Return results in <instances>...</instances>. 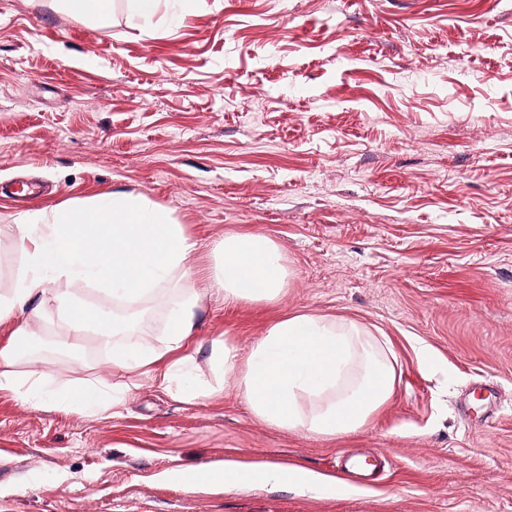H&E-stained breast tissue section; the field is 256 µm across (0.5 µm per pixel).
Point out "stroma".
Segmentation results:
<instances>
[{
    "label": "stroma",
    "mask_w": 512,
    "mask_h": 512,
    "mask_svg": "<svg viewBox=\"0 0 512 512\" xmlns=\"http://www.w3.org/2000/svg\"><path fill=\"white\" fill-rule=\"evenodd\" d=\"M112 192L169 209L197 266L225 235L269 236L278 300L200 302L211 342L247 355L306 312L357 322L393 356L389 400L324 439L256 418L234 377L189 405L126 376L117 414L0 392V512H512V0H176L101 22L55 0H0V292L22 267L15 224ZM49 388L112 368L60 351ZM488 417L463 412L475 382ZM368 485L192 486L186 470L281 463Z\"/></svg>",
    "instance_id": "35a3bbf8"
}]
</instances>
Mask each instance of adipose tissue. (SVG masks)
I'll list each match as a JSON object with an SVG mask.
<instances>
[{
	"label": "adipose tissue",
	"mask_w": 512,
	"mask_h": 512,
	"mask_svg": "<svg viewBox=\"0 0 512 512\" xmlns=\"http://www.w3.org/2000/svg\"><path fill=\"white\" fill-rule=\"evenodd\" d=\"M23 266L0 293V322L15 321L13 342L0 347V391L28 402L77 411L121 406L127 385L90 382L47 394L54 363L24 355L14 341L39 335L42 313L33 301L63 304L70 347L93 339L113 372L147 377L172 399L195 404L222 395L231 375L251 412L265 424L335 438L361 430L390 397L393 366L376 337L342 319L295 314L279 320L247 355L213 343L214 380L192 369L203 295L227 303L277 300L287 269L275 243L260 233L225 237L204 288L194 287L195 245L170 211L134 192L27 214L16 226ZM99 292L84 305L86 288ZM164 313L161 344L137 336L130 315L143 301ZM28 370H19L20 361Z\"/></svg>",
	"instance_id": "obj_1"
}]
</instances>
